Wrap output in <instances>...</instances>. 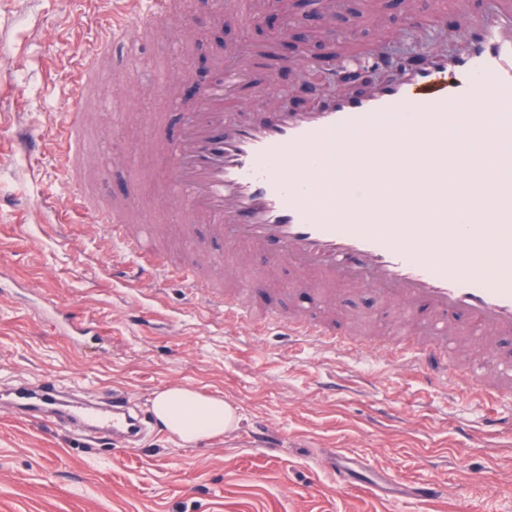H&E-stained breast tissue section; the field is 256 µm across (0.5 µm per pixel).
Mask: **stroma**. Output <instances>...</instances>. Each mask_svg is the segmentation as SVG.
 Instances as JSON below:
<instances>
[{
  "instance_id": "stroma-1",
  "label": "stroma",
  "mask_w": 512,
  "mask_h": 512,
  "mask_svg": "<svg viewBox=\"0 0 512 512\" xmlns=\"http://www.w3.org/2000/svg\"><path fill=\"white\" fill-rule=\"evenodd\" d=\"M193 26L189 39L148 28L136 45L112 38V0H0V512H512V393L479 395L466 366L494 358L512 366V335L476 347L483 334L469 322L449 337L443 369L414 375L362 342L390 343L404 329L431 325L423 311L403 322L398 311L364 288L336 284L338 341L320 346L283 335L278 325H237L222 307L175 278L136 275L138 260L86 224L82 194L128 223L155 225L173 264L207 256L232 262L236 249L210 238L206 225L185 234L177 214L155 204L168 176L163 143L183 112L168 98L134 100L129 81L164 74L190 58L182 84L192 100L213 65L246 43H268L266 23L277 0H256L258 20L214 17L204 0H173ZM337 36L324 33L320 0L292 33L307 56L347 53L366 61L410 46L456 50L468 32L444 0H346ZM110 80L84 99L83 132L93 156L75 183L50 143L66 124L77 67L93 53ZM273 81L282 106L301 109L331 85L279 59L255 66L237 92L253 112L268 101L257 87ZM294 267L266 258L238 267L225 293L245 292L258 315L324 319L320 295L298 285ZM98 325L71 340L59 313ZM51 379L68 390L107 399L119 393L148 421L126 445L15 414L10 391ZM179 385L218 392L238 409L237 428L181 443L154 419L160 390ZM279 445L256 447L257 434ZM365 465L370 484L336 486L333 452ZM435 480L445 496L417 500L411 488Z\"/></svg>"
}]
</instances>
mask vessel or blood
<instances>
[{"instance_id":"vessel-or-blood-1","label":"vessel or blood","mask_w":512,"mask_h":512,"mask_svg":"<svg viewBox=\"0 0 512 512\" xmlns=\"http://www.w3.org/2000/svg\"><path fill=\"white\" fill-rule=\"evenodd\" d=\"M206 2L216 13H256L251 0ZM140 3L138 15L113 17V37L133 42L145 19L167 22L171 0ZM471 26L475 36L455 53L430 52L417 69L390 63L385 80L370 91L339 89L301 112L273 106L259 121L225 111L224 102L234 97L251 58L271 55L275 46L233 53L222 82L198 89L168 145L172 192L187 223L208 225L212 237L246 246L250 256L293 265L324 282L372 289L404 313L426 305L437 324L427 345L456 334L461 315L479 320L487 333L512 334V279L467 269L487 245L499 265L512 267V0H497L494 11ZM405 112L414 115L407 124ZM460 124L470 160L452 182L435 158L448 148L449 129ZM397 128L418 148L415 188L369 162L392 150L390 133ZM65 155L72 163L86 155L76 112L65 126ZM338 155L344 165H336ZM478 175L497 197L493 212L464 203ZM390 184L406 204L400 224L378 223L370 205ZM102 231L134 254L141 270L168 275L151 247L152 225L133 232L116 212ZM267 318L292 335L334 333L324 322H288L275 312ZM31 409L43 422H73L126 441L146 430L144 422H132L123 397L107 406L66 400L50 381ZM331 469L338 485L357 484V468L341 455L332 457Z\"/></svg>"}]
</instances>
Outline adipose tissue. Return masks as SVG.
I'll return each instance as SVG.
<instances>
[{
  "label": "adipose tissue",
  "instance_id": "1",
  "mask_svg": "<svg viewBox=\"0 0 512 512\" xmlns=\"http://www.w3.org/2000/svg\"><path fill=\"white\" fill-rule=\"evenodd\" d=\"M153 413L171 436L191 444L204 437H219L238 424V409L222 395L172 386L158 392Z\"/></svg>",
  "mask_w": 512,
  "mask_h": 512
}]
</instances>
